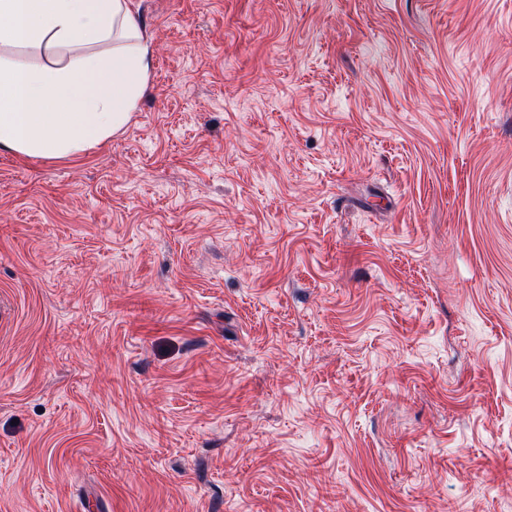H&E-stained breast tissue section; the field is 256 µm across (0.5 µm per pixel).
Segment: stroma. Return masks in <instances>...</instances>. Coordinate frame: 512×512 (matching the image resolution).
<instances>
[{
	"instance_id": "35a3bbf8",
	"label": "stroma",
	"mask_w": 512,
	"mask_h": 512,
	"mask_svg": "<svg viewBox=\"0 0 512 512\" xmlns=\"http://www.w3.org/2000/svg\"><path fill=\"white\" fill-rule=\"evenodd\" d=\"M130 7L0 151V512H512V0ZM106 42L111 53L88 50ZM0 49L48 61L0 56V149L24 157H69L119 133L152 67L128 0H0Z\"/></svg>"
}]
</instances>
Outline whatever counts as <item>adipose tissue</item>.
<instances>
[{
	"mask_svg": "<svg viewBox=\"0 0 512 512\" xmlns=\"http://www.w3.org/2000/svg\"><path fill=\"white\" fill-rule=\"evenodd\" d=\"M106 42L111 52H97ZM18 50L46 62L12 59ZM151 67L128 0H0V149L64 158L111 138Z\"/></svg>",
	"mask_w": 512,
	"mask_h": 512,
	"instance_id": "adipose-tissue-1",
	"label": "adipose tissue"
}]
</instances>
